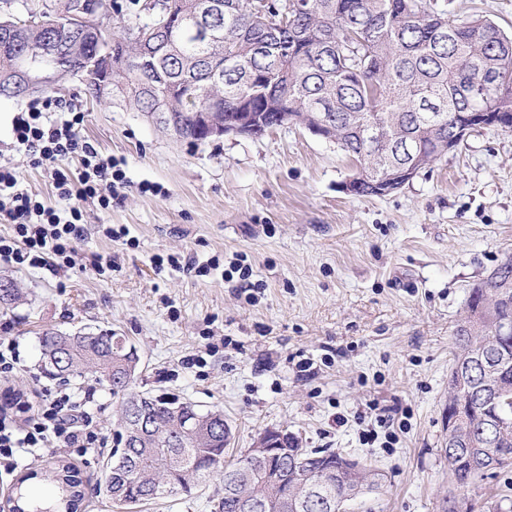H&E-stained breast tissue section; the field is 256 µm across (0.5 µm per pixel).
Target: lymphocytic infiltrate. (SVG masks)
Here are the masks:
<instances>
[{"mask_svg":"<svg viewBox=\"0 0 512 512\" xmlns=\"http://www.w3.org/2000/svg\"><path fill=\"white\" fill-rule=\"evenodd\" d=\"M52 106V99L46 98L16 113L13 146L38 166L77 157L82 168L74 176L54 170L56 193L68 203L67 208L57 209L29 194L15 171L0 167V218L13 228L11 236H0V257L56 272L70 264L72 241L83 232L79 201L94 199L101 208H109L125 175L117 160L102 156L81 136V111L56 123L47 118ZM93 400L90 390L79 400L68 393H49L37 412L21 422L0 417V466L12 467L21 453L49 444L84 450L105 447L106 440L93 429L86 409Z\"/></svg>","mask_w":512,"mask_h":512,"instance_id":"obj_1","label":"lymphocytic infiltrate"}]
</instances>
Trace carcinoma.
I'll use <instances>...</instances> for the list:
<instances>
[{"mask_svg":"<svg viewBox=\"0 0 512 512\" xmlns=\"http://www.w3.org/2000/svg\"><path fill=\"white\" fill-rule=\"evenodd\" d=\"M78 2L50 0L54 28L30 26L15 34L14 44L0 45V97H13L12 79L26 68L24 54L46 48L53 35L64 42L70 66L80 68L92 57L96 51L92 43L66 45V13ZM92 2L99 6L98 23L111 33L112 43L106 49L115 58L128 53L127 30L132 25H112L115 0ZM281 2L274 0L261 16L254 12L253 0H224V14L211 19L209 34L192 25L165 26L146 44L153 52L147 70L112 73V89L144 116L154 110L157 98L167 91L174 93L172 107L185 115L183 139L192 143L198 140L195 113L213 95L224 96V112L231 116L237 115L243 98L255 112H284L301 120L312 111V102H321L336 126V145L354 163L358 196L383 197L400 190L409 172L418 173L439 159L442 143L454 134L457 123H466L461 115L512 116V35L488 19L478 16L457 22L431 8L427 0H308L307 11L289 12L283 24L277 18ZM226 58L234 59L237 68L222 77L211 75L212 68ZM370 124L382 126L383 141L367 145L357 138L356 131ZM496 277L494 270L471 290L466 320L477 332L471 340L455 334L452 366L475 354L489 367L477 368L461 389L468 401H478L477 394L486 385L502 391L497 404L482 403L462 411L458 430L480 442L485 438L482 417L500 413L503 425L492 436V453L503 470L512 466V362L501 369L495 365L505 351L512 358V335L492 340L490 332L499 321L512 322V287L507 297L484 306ZM40 347L49 371L60 379L80 377L91 368L114 397H120L119 389L132 387L135 368L130 362L135 354L122 336L49 330L40 338ZM141 397L157 425L153 436L167 450L168 468L148 471V449L139 444L113 450L116 463H106L104 479V491L113 502L149 501L165 494L169 486L188 492L220 471L229 479L248 461L247 449L235 462L224 464L229 438L223 413L189 405L203 419V427L197 436L183 437L173 416L177 400L147 392ZM302 456L318 458L317 465L295 471L288 485L278 488L275 480L258 475L253 492L268 500L275 499L278 490L302 497L304 490L298 484L304 481L313 486L314 494L303 500L297 512H336L328 504L336 502L342 487L326 470L342 461V455L305 449ZM485 467L478 448L463 459L448 461L450 479L460 487L485 479ZM47 473L57 484L56 497L29 498L24 476L14 488L10 512H78L84 499L78 470L55 460ZM383 478L367 465L348 474L350 485L368 483L378 489Z\"/></svg>","mask_w":512,"mask_h":512,"instance_id":"cac0c4a2","label":"carcinoma"}]
</instances>
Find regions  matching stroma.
I'll list each match as a JSON object with an SVG mask.
<instances>
[{
  "label": "stroma",
  "mask_w": 512,
  "mask_h": 512,
  "mask_svg": "<svg viewBox=\"0 0 512 512\" xmlns=\"http://www.w3.org/2000/svg\"><path fill=\"white\" fill-rule=\"evenodd\" d=\"M431 4L512 32V0ZM49 96L76 103L83 135L121 161L127 185L109 209L81 203L84 232L68 268L54 274L0 260V276L18 289L0 307V340L17 345L0 397L34 403L94 389L93 424L113 436L116 400L89 378L65 385L46 377L39 351L49 329L110 331L137 351V390L223 412L229 458L260 433L285 429L301 447L379 468L383 490L347 512H441L451 492L485 512L486 501L512 489L511 468L453 489L444 454L454 329L471 288L512 255V132L472 133L401 190L360 197L344 188L353 167L342 151L298 124L193 144L119 98L92 100L72 76ZM28 104L0 98V166L59 208L51 165L34 166L11 147L12 118ZM147 183L159 193L142 192ZM102 224L126 228V241L102 236ZM168 256L219 265L199 276L165 264ZM239 257L254 292L224 277ZM366 429L375 432L368 444ZM49 455L40 449L0 469V504L23 476L32 493L50 489ZM60 455L86 484L82 512H124L96 488L107 449ZM221 489L213 480L131 512H218Z\"/></svg>",
  "instance_id": "obj_1"
}]
</instances>
